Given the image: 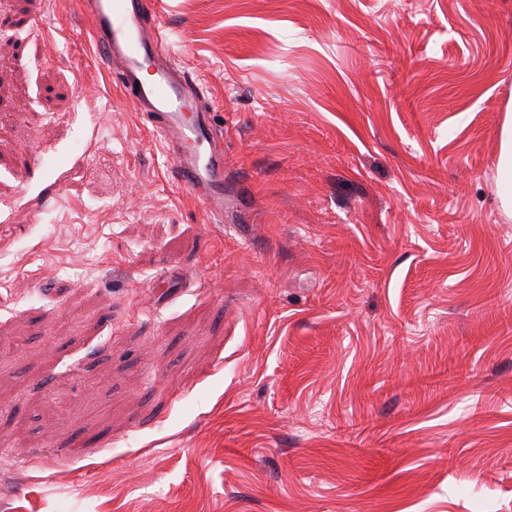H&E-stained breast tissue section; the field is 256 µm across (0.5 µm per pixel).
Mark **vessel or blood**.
<instances>
[{"mask_svg":"<svg viewBox=\"0 0 512 512\" xmlns=\"http://www.w3.org/2000/svg\"><path fill=\"white\" fill-rule=\"evenodd\" d=\"M95 49L135 111L149 123L181 187L208 220H223L224 144L187 69L163 54L160 27L144 21L141 0H81Z\"/></svg>","mask_w":512,"mask_h":512,"instance_id":"1","label":"vessel or blood"}]
</instances>
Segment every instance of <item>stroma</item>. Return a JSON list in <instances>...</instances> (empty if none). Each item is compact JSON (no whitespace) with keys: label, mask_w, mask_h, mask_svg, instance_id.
<instances>
[{"label":"stroma","mask_w":512,"mask_h":512,"mask_svg":"<svg viewBox=\"0 0 512 512\" xmlns=\"http://www.w3.org/2000/svg\"><path fill=\"white\" fill-rule=\"evenodd\" d=\"M146 4L246 220L0 0V512H512V0ZM498 188L503 211L512 215V113H506L498 162Z\"/></svg>","instance_id":"stroma-1"}]
</instances>
